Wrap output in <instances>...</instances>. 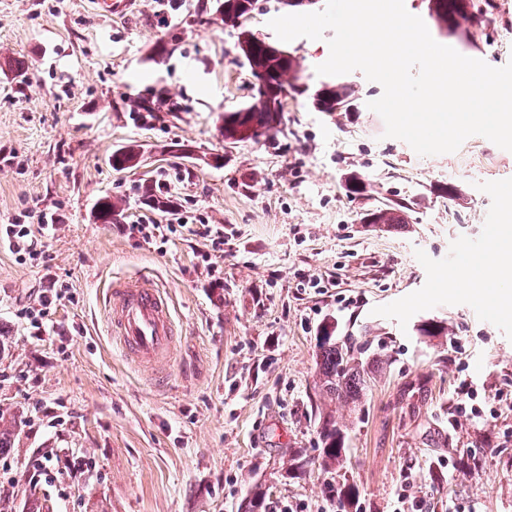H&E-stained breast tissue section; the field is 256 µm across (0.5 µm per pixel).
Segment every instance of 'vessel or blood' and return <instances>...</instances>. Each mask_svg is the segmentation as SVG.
<instances>
[{
    "label": "vessel or blood",
    "mask_w": 512,
    "mask_h": 512,
    "mask_svg": "<svg viewBox=\"0 0 512 512\" xmlns=\"http://www.w3.org/2000/svg\"><path fill=\"white\" fill-rule=\"evenodd\" d=\"M106 299L111 333L131 360L152 366L170 356L173 320L168 300L153 280H113Z\"/></svg>",
    "instance_id": "1"
}]
</instances>
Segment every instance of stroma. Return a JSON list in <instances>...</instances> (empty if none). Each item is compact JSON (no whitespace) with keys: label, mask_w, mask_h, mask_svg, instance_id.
I'll return each instance as SVG.
<instances>
[{"label":"stroma","mask_w":512,"mask_h":512,"mask_svg":"<svg viewBox=\"0 0 512 512\" xmlns=\"http://www.w3.org/2000/svg\"><path fill=\"white\" fill-rule=\"evenodd\" d=\"M130 0L121 13L90 0H0V225L52 216L36 259L0 246V410L16 415L0 453V512H239L255 490L297 512H336L325 483L349 484L352 507L392 512L396 490L431 512H512V307L452 280L462 251L481 260L506 232L512 151L481 136L453 153L419 156L385 137L368 103L379 83L342 75L353 112L289 100L276 135L225 145L226 112L255 80L237 30L202 0ZM435 41L501 67L512 61V0H494L485 30L448 37L428 0H405ZM166 41L168 55L153 47ZM309 86L327 40L282 44ZM24 62L17 82L6 61ZM166 89L172 111L138 119L130 100ZM138 166L116 171L114 150ZM364 182L349 194L348 175ZM165 183L174 213L143 200ZM456 199H448L446 186ZM122 203L117 223L93 219L99 197ZM408 207L391 232L364 224L392 202ZM173 225L167 240L131 234L142 218ZM224 230L212 251L203 225ZM152 278L180 334L152 368L113 342L105 302L114 279ZM63 289L43 327L25 312ZM445 327L422 336V325ZM368 338L383 365L360 408L322 394L319 339ZM482 417L458 412L463 385ZM346 433L342 466L320 465L319 416ZM309 461L285 477L294 453ZM77 459L83 476L44 472L45 456ZM452 458L453 469L435 468Z\"/></svg>","instance_id":"stroma-1"}]
</instances>
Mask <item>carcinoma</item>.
Returning a JSON list of instances; mask_svg holds the SVG:
<instances>
[{"label":"carcinoma","instance_id":"obj_1","mask_svg":"<svg viewBox=\"0 0 512 512\" xmlns=\"http://www.w3.org/2000/svg\"><path fill=\"white\" fill-rule=\"evenodd\" d=\"M256 0H215V13L223 22L231 21L238 29L237 47L248 63L253 75L265 73L269 84L255 86V94L247 106L224 113L222 136L227 144L256 142L262 136L277 131L282 112L288 104V98H279L277 90L288 89V93L307 95L310 107L316 112H350L356 106L355 90L343 82L323 83L314 90L304 84L299 63L288 52L255 38L239 21L250 15L255 9ZM431 16L438 27L458 31L460 27L485 29L490 23L492 3L490 0H430ZM129 107L135 112L152 116L162 112L165 102L135 100ZM139 163V153L130 146L112 154V168L125 170ZM143 200L159 211L169 209L173 200L167 193L151 186L147 187ZM405 206L395 203L386 209L376 210L367 215V219L380 227L392 228L404 223ZM122 215L121 202L110 195L100 197L95 204L94 220L98 224H115ZM332 326H325L320 337L319 372L323 390L331 398L354 407L361 404L367 387L365 369L358 362V356L365 353L366 346L353 342L340 344L333 336ZM16 420L6 419L0 411V451L10 447V437L15 435ZM323 448L321 465L328 469L336 466L345 453L343 431L328 414L320 424ZM308 461L296 454L289 459L285 467V476L299 478L306 473Z\"/></svg>","mask_w":512,"mask_h":512}]
</instances>
